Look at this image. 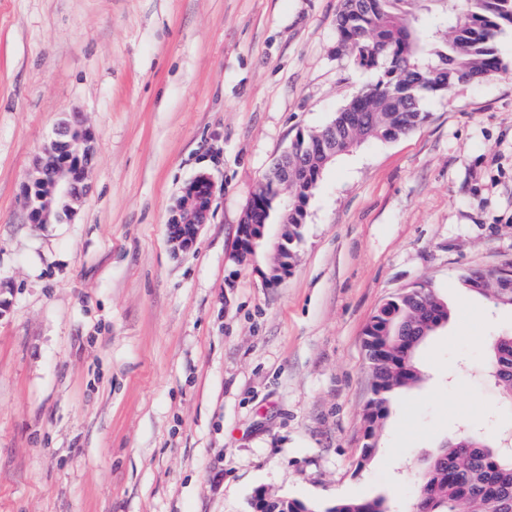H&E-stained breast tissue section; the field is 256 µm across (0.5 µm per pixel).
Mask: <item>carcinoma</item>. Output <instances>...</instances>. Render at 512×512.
Here are the masks:
<instances>
[{"label": "carcinoma", "mask_w": 512, "mask_h": 512, "mask_svg": "<svg viewBox=\"0 0 512 512\" xmlns=\"http://www.w3.org/2000/svg\"><path fill=\"white\" fill-rule=\"evenodd\" d=\"M421 0H342L336 14L337 52L348 53L363 68L384 66L381 78L351 100L323 129L301 135L273 165L257 195L268 203L265 223H282L281 200L296 205L283 234L300 238L305 205L317 181L337 156L358 143L405 135L422 123L420 97L445 93L465 82H479L497 72L502 61L492 47L496 32L512 24V0H444V14L425 20ZM336 147L317 150L319 144ZM390 328L379 339L384 392L379 414L388 415L391 396L418 381L414 362L418 345L441 322L448 306L436 295L397 303ZM491 374L512 366V336L493 341ZM512 482V456L488 445L456 468L453 448L424 458L417 496L429 512H495L499 488ZM333 512H392L383 498L338 499Z\"/></svg>", "instance_id": "1"}]
</instances>
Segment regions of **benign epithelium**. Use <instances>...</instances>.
<instances>
[{
  "label": "benign epithelium",
  "instance_id": "obj_1",
  "mask_svg": "<svg viewBox=\"0 0 512 512\" xmlns=\"http://www.w3.org/2000/svg\"><path fill=\"white\" fill-rule=\"evenodd\" d=\"M94 134L79 121L66 122L56 131L55 137L45 147L43 157L37 161L29 182L21 189L23 206L33 224H48L51 219L61 221L72 216L74 205L83 197L84 179L92 152ZM215 183L203 173L196 176L181 190L171 211L169 238L173 252H186L196 243L203 224L207 223L215 198ZM264 204L256 197L248 203L232 248V257L243 263L252 257L251 251L263 240L265 224L262 213ZM471 287L478 291L497 288L505 295H512V268L501 269L489 279L477 274ZM371 371L372 398L366 404L365 445L373 443L380 419L375 415L376 402L382 394L380 373ZM272 512H304L292 499L263 494Z\"/></svg>",
  "mask_w": 512,
  "mask_h": 512
}]
</instances>
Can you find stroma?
<instances>
[{
  "mask_svg": "<svg viewBox=\"0 0 512 512\" xmlns=\"http://www.w3.org/2000/svg\"><path fill=\"white\" fill-rule=\"evenodd\" d=\"M339 7L0 0V512H250L260 489L410 512L426 455L512 441L488 375L512 308L462 285L512 264V28L499 72L322 172L280 284L269 250L231 258L275 160L380 77L337 52ZM74 117L94 133L82 204L30 223L21 188ZM202 173L210 218L177 255L171 209ZM420 283L452 316L361 468L363 330Z\"/></svg>",
  "mask_w": 512,
  "mask_h": 512,
  "instance_id": "1",
  "label": "stroma"
}]
</instances>
